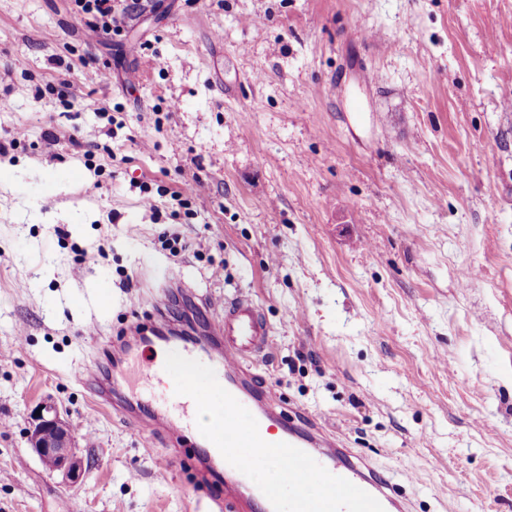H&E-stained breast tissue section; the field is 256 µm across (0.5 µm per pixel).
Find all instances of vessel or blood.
Returning <instances> with one entry per match:
<instances>
[{"label":"vessel or blood","instance_id":"obj_1","mask_svg":"<svg viewBox=\"0 0 512 512\" xmlns=\"http://www.w3.org/2000/svg\"><path fill=\"white\" fill-rule=\"evenodd\" d=\"M270 335L271 328L261 308L249 295L238 293L221 303L206 336L186 340L177 351L213 368L220 385L255 417L263 440L288 443L309 454L333 475L348 479L383 507L394 505L398 512H407L406 505L397 504L393 484L380 479L374 468L354 460L338 436L316 420L297 424L287 412L275 409L270 392L259 387L247 370L248 365L267 355ZM147 404L159 430L170 438H181L195 424V402L188 396L153 394ZM224 472L226 500L243 507L245 512H274L271 502L247 476L229 464Z\"/></svg>","mask_w":512,"mask_h":512}]
</instances>
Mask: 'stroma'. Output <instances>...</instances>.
Returning <instances> with one entry per match:
<instances>
[{"label":"stroma","instance_id":"obj_1","mask_svg":"<svg viewBox=\"0 0 512 512\" xmlns=\"http://www.w3.org/2000/svg\"><path fill=\"white\" fill-rule=\"evenodd\" d=\"M0 0V512H194L195 439L101 407L118 338L243 292L258 384L412 512H512V0ZM371 29L376 40L364 39ZM191 183V198L173 194ZM63 411L78 480L27 445ZM78 11L84 15H91L96 21L88 22L90 36L98 37L100 34L112 32L114 22V7L112 0H74Z\"/></svg>","mask_w":512,"mask_h":512}]
</instances>
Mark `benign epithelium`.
Returning <instances> with one entry per match:
<instances>
[{"label":"benign epithelium","mask_w":512,"mask_h":512,"mask_svg":"<svg viewBox=\"0 0 512 512\" xmlns=\"http://www.w3.org/2000/svg\"><path fill=\"white\" fill-rule=\"evenodd\" d=\"M27 441L45 468L61 471L69 480L79 476L82 462L75 454L74 437L57 405L42 403L38 406Z\"/></svg>","instance_id":"obj_1"}]
</instances>
